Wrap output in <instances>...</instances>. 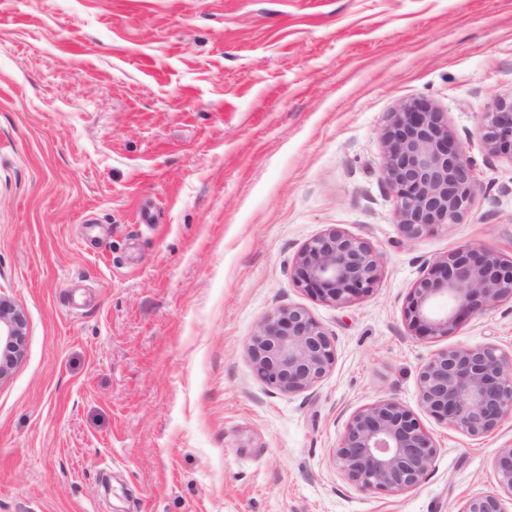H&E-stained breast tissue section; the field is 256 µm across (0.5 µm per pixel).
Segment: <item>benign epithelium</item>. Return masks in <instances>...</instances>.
Here are the masks:
<instances>
[{
    "instance_id": "7a95c632",
    "label": "benign epithelium",
    "mask_w": 512,
    "mask_h": 512,
    "mask_svg": "<svg viewBox=\"0 0 512 512\" xmlns=\"http://www.w3.org/2000/svg\"><path fill=\"white\" fill-rule=\"evenodd\" d=\"M490 154L512 156V99L484 114ZM382 176L397 198L396 223L408 239L458 223L484 192L444 113L422 100L403 102L381 135ZM380 256L365 240L331 227L307 242L293 264L296 282L323 301L345 303L373 290ZM512 301V257L460 248L437 259L410 288L408 330L447 337L468 315ZM23 314L0 297V380L19 363ZM259 379L284 394L308 390L336 361L335 340L307 311L281 306L258 327L247 349ZM420 405L438 422L479 439L512 418V353L492 344L446 348L420 369ZM437 445L418 416L393 398L353 412L333 458L360 490L403 492L425 479ZM497 489L472 496L460 512H508L512 445L494 457Z\"/></svg>"
}]
</instances>
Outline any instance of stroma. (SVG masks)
<instances>
[{
    "label": "stroma",
    "instance_id": "obj_1",
    "mask_svg": "<svg viewBox=\"0 0 512 512\" xmlns=\"http://www.w3.org/2000/svg\"><path fill=\"white\" fill-rule=\"evenodd\" d=\"M512 95V0H0V297L25 317L0 380V512H461L495 489L512 419L481 439L422 413L438 351L512 352V303L408 331L439 257L512 256V157L482 117ZM444 112L486 189L418 239L382 179L390 112ZM379 279L345 304L295 283L331 227ZM335 339L283 394L247 347L278 307ZM393 398L438 447L425 480L363 491L333 459Z\"/></svg>",
    "mask_w": 512,
    "mask_h": 512
}]
</instances>
